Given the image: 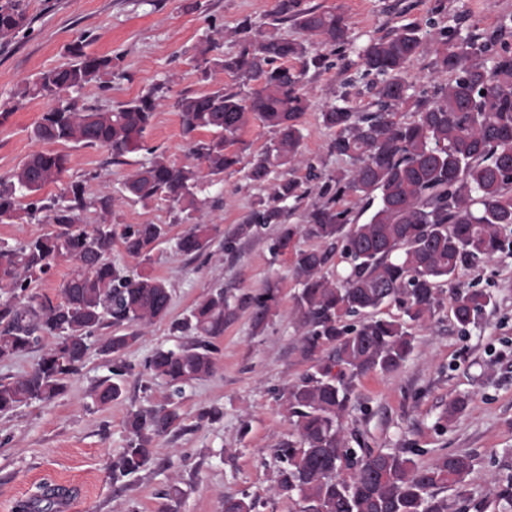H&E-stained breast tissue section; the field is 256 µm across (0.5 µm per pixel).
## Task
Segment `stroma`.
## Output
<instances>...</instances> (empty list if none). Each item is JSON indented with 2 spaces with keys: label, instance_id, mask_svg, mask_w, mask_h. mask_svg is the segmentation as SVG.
Wrapping results in <instances>:
<instances>
[{
  "label": "stroma",
  "instance_id": "1",
  "mask_svg": "<svg viewBox=\"0 0 512 512\" xmlns=\"http://www.w3.org/2000/svg\"><path fill=\"white\" fill-rule=\"evenodd\" d=\"M304 3L343 12L358 44L408 24L419 25L433 38L461 15L483 33L512 28V0ZM276 5L277 0H23L29 30L0 40V112L9 113L0 122V176H9L40 148L31 130L49 103L20 99V91L41 72L67 62L77 41H86L88 51L120 56L124 70L123 76L105 75L75 92L78 104L114 109L157 84L173 100L183 92L209 88L197 69L201 42L215 41L220 53L235 54L238 25L247 19L254 26H268ZM327 57L325 69L304 79L312 105L302 118V149L331 172L347 163L330 152L332 135L319 114L343 94L354 108H364L369 94L356 52L331 51ZM273 136L261 123L247 126L240 164L206 185L207 217L223 234L269 194V186L251 183L246 171L251 157ZM188 141L173 107L156 113L147 136L150 146L171 161L190 164L194 158ZM57 150L67 157V171L63 183L44 188L47 196L60 194L64 183L83 179L93 194H119L124 179L145 159L144 152H133L116 164L102 148L61 144ZM174 216L164 200L146 206L127 200L106 217L95 208L84 212L88 224L106 218L114 224L168 225L169 234L156 246L150 264L127 255L118 242L111 258L131 272L146 270L167 280L170 319L145 328L125 352L132 371L120 400L105 407L93 404L92 387L109 374L104 356L93 346L64 394L0 415V512H15L18 501L46 485L65 487L76 502L74 512H159V494L172 484L182 491L178 512H224L225 497L244 492L258 500L259 512H300L298 497L272 492L279 467L272 448L290 430L279 393L310 367L297 350L300 330L293 309L299 285L293 259L272 256L269 246L277 233L273 225L238 241L234 250H226L219 238L206 255L182 256L175 239L183 227ZM269 278L281 288L277 316L259 334L253 333L245 313L225 328L212 374L185 390L181 414L187 432L158 438L156 461L130 487L113 486L112 458L126 444L129 412L162 402L169 393L162 380L147 374L144 363L156 348L179 343L170 320L181 318L210 289L250 292ZM458 283L493 293L496 306L484 332L462 334L447 311L437 313L435 333L416 334L414 351L397 372L371 373L357 381L345 430L376 451L411 449L422 466L446 453L471 455L474 467L466 488L480 498L512 479V257L478 262ZM463 395L468 398L463 412L440 426L449 401ZM204 406L221 408L223 419L213 424L199 420Z\"/></svg>",
  "mask_w": 512,
  "mask_h": 512
}]
</instances>
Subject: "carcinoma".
Returning a JSON list of instances; mask_svg holds the SVG:
<instances>
[{
  "mask_svg": "<svg viewBox=\"0 0 512 512\" xmlns=\"http://www.w3.org/2000/svg\"><path fill=\"white\" fill-rule=\"evenodd\" d=\"M292 22L300 34L288 38L276 26ZM26 23L21 0H0V39L8 40ZM237 54L216 53L213 41L199 51L205 75L227 73L238 80L226 87L217 81L201 93L184 92L173 103L184 134L210 132L194 140V165H179L146 146V135L165 105L159 84L113 110L78 106L68 97L120 70V59L85 51L78 42L71 59L41 73L22 96L51 102L33 129L45 144L69 143L105 148L118 161L146 151L147 162L122 184V199L147 203L163 198L177 208L176 221L187 225L175 248L184 256L206 252L220 232L201 220L199 197L205 179L218 178L240 161L241 132L256 119L275 137L249 161L246 178L262 185L278 170L303 165L322 181L323 200L311 204L303 223L288 217L308 195L295 177L281 175L267 199L259 200L232 238L252 237L270 224L279 225L273 256L291 254L300 290L294 314L299 352L312 371L288 383L280 393L291 425L288 436L272 449L280 463L274 493H296L301 512H448L443 490L457 492L466 512H512V480L494 498L467 493L473 468L468 454H444L419 466L405 452L356 450L345 436L344 419L355 381L370 374H392L414 349L416 332L432 329L448 285L449 315L459 332L482 327L495 302L491 292L461 288L455 280L479 260L512 255V31L504 28L486 38L475 29L461 33L448 27L432 40L416 25L403 26L356 48L372 82L374 100L359 112L346 100L321 112L333 133L329 149L350 168L324 174L301 150V119L309 109L303 80L326 68L315 45L345 50L353 46L349 24L334 10L303 6V0H278L271 28L243 22ZM434 57L431 94L418 95L407 81L410 64L421 53ZM492 55L491 66L480 62ZM299 68L288 66V61ZM66 156L51 150L32 153L10 176L0 178V223L47 222L53 230L16 247L0 241V361L15 359L53 337L33 369L0 381V414L65 393L69 378L83 365L88 339L112 329L98 349L110 376L90 393L94 404L120 399L130 366L125 351L143 329L167 318L172 293L166 280L149 272L131 274L111 260L112 243L151 262L166 237L164 224H85L92 206L112 211L115 198L88 197L87 182L73 181L59 196L39 198L46 186L60 182ZM345 196L370 212L354 222ZM30 198L27 204L22 199ZM314 245L303 248L300 241ZM346 260L336 271V255ZM62 260L75 268L59 294L30 292L32 283L52 274ZM280 288L269 280L258 292L231 294L213 288L170 330L187 338L174 348L155 350L145 363L149 373L166 382L169 394L157 404L132 410L127 441L112 459V482L124 483L155 459V440L185 432L180 404L185 386L209 376L219 349L216 341L240 313L249 314L253 333L264 331L278 311ZM393 304L399 318L379 316ZM63 489H44L17 505L34 512L58 505ZM247 493L224 498V512H257Z\"/></svg>",
  "mask_w": 512,
  "mask_h": 512,
  "instance_id": "obj_1",
  "label": "carcinoma"
}]
</instances>
